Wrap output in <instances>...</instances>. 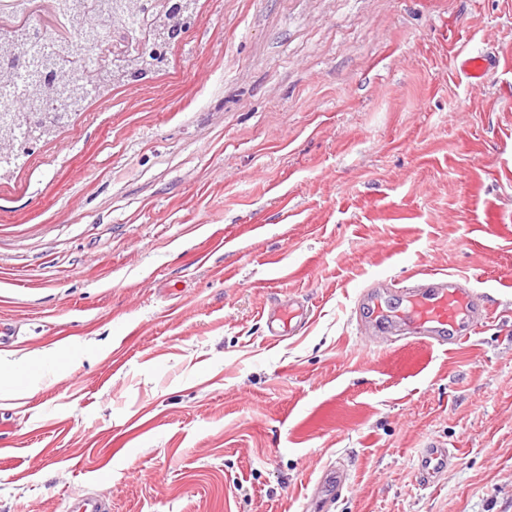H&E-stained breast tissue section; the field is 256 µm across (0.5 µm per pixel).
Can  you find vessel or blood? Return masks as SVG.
I'll return each mask as SVG.
<instances>
[{"instance_id": "1", "label": "vessel or blood", "mask_w": 512, "mask_h": 512, "mask_svg": "<svg viewBox=\"0 0 512 512\" xmlns=\"http://www.w3.org/2000/svg\"><path fill=\"white\" fill-rule=\"evenodd\" d=\"M494 59L480 51L464 55L458 68L474 86L481 85L494 67ZM396 294L397 310L383 305L380 283L368 285L361 298L362 314L357 322L360 333L369 336L414 337L430 346L455 345L486 324L490 311L471 286L469 277L457 274L427 273L407 278ZM309 322L307 310L288 304L267 318L270 336L278 338L303 330ZM453 459L451 449L429 441L417 456V480L427 486L435 483ZM67 512H108L107 504L93 494L69 497Z\"/></svg>"}]
</instances>
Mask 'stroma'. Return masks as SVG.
Returning <instances> with one entry per match:
<instances>
[{"mask_svg":"<svg viewBox=\"0 0 512 512\" xmlns=\"http://www.w3.org/2000/svg\"><path fill=\"white\" fill-rule=\"evenodd\" d=\"M497 66L474 88L458 56ZM512 0H198L167 67L0 180V512H512ZM471 278L492 321L357 330L371 281ZM297 301L302 333L266 318ZM452 448L421 487L424 441ZM68 351L69 347L61 345L41 351L33 359L10 360L8 357L0 356V399L20 397L30 386L43 378H57L60 374L61 357ZM31 365L38 367L40 374L37 377L28 374ZM2 369L5 370L3 386L1 384ZM109 506L93 494H75L68 498L67 512H107Z\"/></svg>","mask_w":512,"mask_h":512,"instance_id":"stroma-1","label":"stroma"}]
</instances>
